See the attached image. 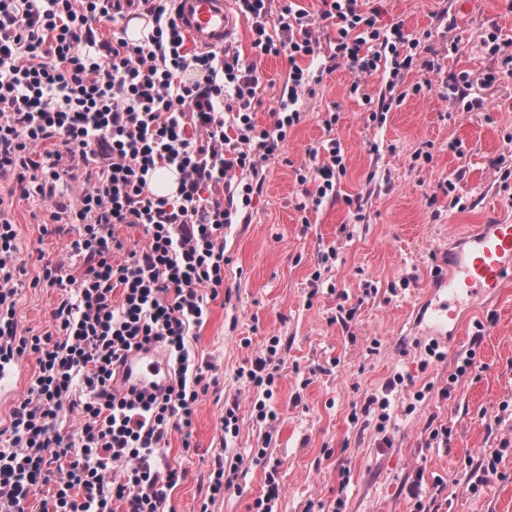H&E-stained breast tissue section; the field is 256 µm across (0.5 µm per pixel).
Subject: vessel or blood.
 <instances>
[{"label": "vessel or blood", "instance_id": "1", "mask_svg": "<svg viewBox=\"0 0 512 512\" xmlns=\"http://www.w3.org/2000/svg\"><path fill=\"white\" fill-rule=\"evenodd\" d=\"M176 19L191 44L200 50H213L228 44L239 19L234 0H175ZM512 278V224H496L468 238L466 249L451 260L442 281V293L430 306L427 320L442 333L458 326V300L461 295L495 293ZM125 373L128 384L149 388L167 381L169 365L157 352L131 356Z\"/></svg>", "mask_w": 512, "mask_h": 512}]
</instances>
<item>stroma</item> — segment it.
<instances>
[{"mask_svg": "<svg viewBox=\"0 0 512 512\" xmlns=\"http://www.w3.org/2000/svg\"><path fill=\"white\" fill-rule=\"evenodd\" d=\"M358 4L379 8L381 24L402 23L418 41L419 64L392 83L356 77L343 64L324 70L301 96L304 116L281 154L260 164L261 190L226 233L224 283L190 338L211 387L190 432L168 436L164 457L185 473L170 493L174 512H255L270 474L280 485L273 512H332L338 504L343 512H415L409 487L418 476L425 512H512V283L466 299L457 337L434 335L417 319L464 234L512 224V77L482 82L500 65L484 39L495 28L512 37V0ZM251 27L242 18L228 49L257 68L253 117L266 127L288 58L256 54ZM463 75L482 109L451 97L449 86ZM387 94L389 111L372 119L373 100ZM332 113L338 120L329 128ZM331 139L346 171L335 196L318 203L315 183H299L296 171L325 159ZM91 169L63 156L48 201L20 196L14 173L0 177V220L15 224L24 263L16 318L27 334L55 330L63 293L41 281L45 262L62 259L68 273L84 272L83 258L69 253L78 235L69 212ZM273 340L278 370L267 406L276 417L261 421L252 411L257 393L239 371ZM433 344L441 359L429 357ZM470 351L474 368L456 375ZM35 371L28 357L0 381V422ZM398 374L403 383L388 389ZM374 395L388 397L397 415L382 432L373 418L353 415ZM229 408L239 426L231 439L222 424ZM440 428L450 432L447 443L430 438ZM259 447L266 463L245 460ZM218 454L232 485L214 498ZM494 455L497 473L482 475L481 462ZM472 478L478 489H470Z\"/></svg>", "mask_w": 512, "mask_h": 512, "instance_id": "1", "label": "stroma"}]
</instances>
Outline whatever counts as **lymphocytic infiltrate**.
Here are the masks:
<instances>
[{"label": "lymphocytic infiltrate", "instance_id": "1", "mask_svg": "<svg viewBox=\"0 0 512 512\" xmlns=\"http://www.w3.org/2000/svg\"><path fill=\"white\" fill-rule=\"evenodd\" d=\"M272 2L239 0L253 48L288 57L286 98L264 128L253 118L255 68L224 50H186L172 0H0V171L16 172L22 194H47L55 162L42 166L35 187L25 172L49 141L96 168L69 215L78 226L70 250L85 272L73 278L61 260L43 266L44 280L65 292L52 334L18 326L17 231L0 224V366L25 357L37 364L0 429V512H25L46 484L41 512H113L117 502L124 512H172L169 493L183 474L163 450L171 430L190 429L210 388L189 338L224 283V231L260 189L240 174L257 173L300 123L299 95L311 80L300 62L321 53L316 19L290 2L273 12ZM322 3L320 18L336 28L330 61L393 78L415 65L402 24L380 25L378 10L362 11L358 0ZM134 10L150 22L141 40L121 30L97 37V23ZM273 20L286 40L268 34ZM327 154L298 176L314 180L321 199L346 170L336 142ZM159 167L177 171L175 196L150 190L147 175ZM123 224L143 228V247L125 249L114 234ZM147 349L167 357L170 380L150 391L123 386L122 365ZM65 410L78 418L67 436L56 427Z\"/></svg>", "mask_w": 512, "mask_h": 512}]
</instances>
